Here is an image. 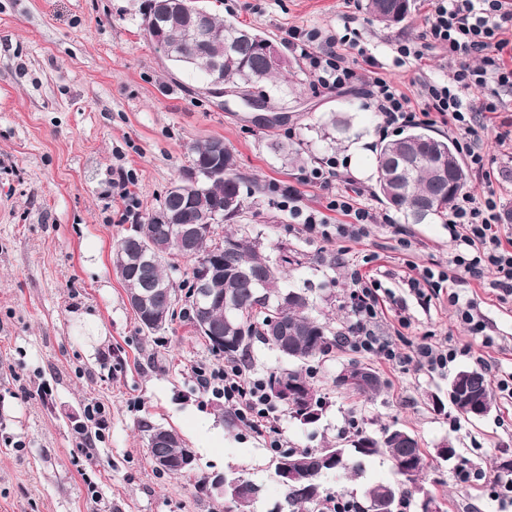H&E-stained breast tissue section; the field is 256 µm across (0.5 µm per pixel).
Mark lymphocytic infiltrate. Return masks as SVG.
I'll list each match as a JSON object with an SVG mask.
<instances>
[{"label":"lymphocytic infiltrate","instance_id":"obj_1","mask_svg":"<svg viewBox=\"0 0 512 512\" xmlns=\"http://www.w3.org/2000/svg\"><path fill=\"white\" fill-rule=\"evenodd\" d=\"M429 21L419 42L399 44L400 57L422 58L435 46L448 50L455 68L444 83H423L419 95L425 102L424 116H437L450 130L466 136L465 156L471 176L490 181V162L475 140V125L479 115L496 112L512 95V0H428ZM347 37L320 36L316 32L291 31L289 48L305 61L315 84L330 91L361 87L380 118L381 128L402 126L414 122L417 115L408 95L377 72L373 57H365V71L350 64L341 48ZM479 92L478 101L465 100V92ZM287 196L300 229L308 235L322 238L337 236L343 240L340 255H347L349 243L361 242L374 224L390 223L389 215L362 206L357 197L337 194L328 203L329 210L344 216L345 221L330 227L324 213L298 207V192L288 188ZM501 199L490 193L478 198L460 193L449 207L445 222L452 247L448 264L440 269H424L421 276L409 277L407 285L423 302H431L447 294L457 323L469 335L480 337L483 347L495 346L496 339L488 335V324L476 298L460 294L463 279L488 282L500 301L512 299V237L502 235ZM352 319L348 339L361 354L375 356L396 368H413L429 373L448 369L459 358L470 356L471 346L458 347L421 337L408 354H400L398 340L409 328L406 317H399V327L384 329L385 301L381 282L360 268L349 274ZM199 390L223 397L233 408L238 422L243 423L268 447H281V427L278 411L266 392L264 378L246 373L241 364L227 362L197 366L192 370Z\"/></svg>","mask_w":512,"mask_h":512}]
</instances>
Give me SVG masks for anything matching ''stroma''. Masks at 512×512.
I'll use <instances>...</instances> for the list:
<instances>
[{
  "instance_id": "1",
  "label": "stroma",
  "mask_w": 512,
  "mask_h": 512,
  "mask_svg": "<svg viewBox=\"0 0 512 512\" xmlns=\"http://www.w3.org/2000/svg\"><path fill=\"white\" fill-rule=\"evenodd\" d=\"M143 0H0V512H224V499L198 493L195 478L175 477L151 462L140 421L175 429L207 474L236 472L265 483L254 512H268L280 493L269 468L272 450L236 423L230 406L195 387L192 367L212 361L204 340L182 318L160 334L140 330L112 249L135 222L144 221L158 199L191 164L190 148L223 139L240 173L258 187L245 198L231 225L300 254L336 253L339 240L310 238L294 230L284 188L300 191V205L341 217L327 208L321 188L303 176L329 157L340 165L334 189H362L360 201L391 223L375 224L349 257L377 254L382 288L391 299L388 323L410 319L405 335L471 345L474 354L458 367L485 373L489 384L512 374V302L474 282L498 344L481 346L456 322L447 299L424 305L404 285L407 262L431 268L448 262V227L435 218L409 223L373 193L375 148L398 138L380 132V119L359 91H328L313 84L305 63L289 55L282 79L256 87L266 112L240 108L236 93L218 98L198 77L174 70L155 50L142 27ZM365 0H205L207 9L286 46L292 29L322 35L353 30L358 49L351 60L372 55L383 75L408 95L421 83L447 80L454 65L436 48L421 60L395 61L403 40H418L428 21V0H413L410 18L395 26L374 21ZM344 112L350 128L341 141L323 118ZM495 177L491 184L468 180L466 189L500 195L512 226V101L477 126ZM296 149L298 166L285 165L275 144ZM127 186L139 207L127 213L115 183ZM413 241L410 256L397 249V234ZM289 288H312L319 314L350 317L344 268L308 263L291 266ZM355 353L336 349L310 363V382L324 406L321 420L303 425L283 417L290 448L339 443L351 422L376 433L398 423L413 432L427 455L445 438L457 443L452 462L428 471L424 485L444 512H512V495L495 496L512 461V400L494 396L486 418L470 420L449 403V372L401 371L378 358L370 364L386 381L372 400L338 390L337 373ZM99 403L108 427L103 440L85 445L79 430L88 404ZM471 471L460 482V469ZM397 476L382 456L365 463L362 478H332L326 485L361 498L374 482Z\"/></svg>"
}]
</instances>
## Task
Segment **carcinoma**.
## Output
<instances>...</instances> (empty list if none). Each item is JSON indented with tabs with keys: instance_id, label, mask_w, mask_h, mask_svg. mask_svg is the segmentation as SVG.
Returning a JSON list of instances; mask_svg holds the SVG:
<instances>
[{
	"instance_id": "1",
	"label": "carcinoma",
	"mask_w": 512,
	"mask_h": 512,
	"mask_svg": "<svg viewBox=\"0 0 512 512\" xmlns=\"http://www.w3.org/2000/svg\"><path fill=\"white\" fill-rule=\"evenodd\" d=\"M365 10L377 22L392 26L404 22L411 8L404 7L403 0H367ZM240 26L211 16L209 34L203 41L196 40L178 27L167 31V43L175 46L173 62L191 70L193 74L208 79L212 71V61L224 57V81L236 85L255 86L271 79L275 74L288 68L287 56H282L283 62L277 68H271L259 53L255 38L259 33L249 29L247 33L239 32ZM432 136L422 130L406 134V139H395L383 143L376 150L377 181L376 195L388 206L401 211L406 218L419 224L427 219L440 218L448 212V206L453 197L457 196L466 185V173L459 170L455 183L457 189L448 193V187L442 184L435 173L437 158L431 144ZM402 144L406 149L411 164L405 176L390 178L388 157L390 151ZM192 165L186 169L180 179L189 186H194V172L205 170L211 165L210 141L197 144L191 148ZM245 177L238 172L236 159L229 150L224 152V176L220 178L207 177L203 182L204 192L194 193L195 201L187 205L176 196L165 192L158 207L167 210H184V223L197 227L196 240L191 251L192 277L187 280V289L194 288V277L198 267L204 265L215 253L221 254L223 266L220 276L224 277V296L234 299L233 310H228L221 300H213L199 306L190 302L185 303L182 316L189 322L197 317L208 320L219 335L224 337V343H218L206 336L204 340L208 349L214 355L229 362L241 361L246 356L251 345L259 341L266 342L265 333L268 321L280 317L288 323V348L279 350L287 360L298 365L296 369H283L273 372L266 380L267 391L272 401L281 404L290 417L302 421L308 417L320 418L322 401L315 398L312 403H288L284 400L280 385L284 382L305 389H311L307 372L303 366L312 361H320L328 356L333 349L347 343L346 333L332 328L314 316V300L309 289H291L282 285L285 266L300 264V261L290 258L281 246L276 247L280 256L272 255L261 235H252L240 229H227L222 240H216L221 223H209V213L225 198L241 196V187ZM152 233L167 242V252L158 258H149L143 262L135 273L128 272L120 265H114L117 275L122 280L126 291L142 288L152 281H162L170 289V295L176 296L172 273L177 266L169 262V256L178 254L175 246L177 225L157 224L152 215H147L146 221L132 225L131 233L121 237L115 244L114 250H127L139 247L143 236ZM168 295V296H170ZM168 296L162 294L154 302L158 313L164 315L163 325H151L142 317H137L141 330L156 334L165 332L174 321V305L168 301ZM383 381H377V386L362 389L353 385H337L343 392L366 399H373L380 394ZM381 435H370L363 430H357L346 444L335 448V453L342 458L340 466L327 471L321 476L319 487L310 488L305 482L281 486V497L278 502L281 512H322L324 503L331 499V494L325 485L330 476L345 474L351 478H359L365 471V462L376 456H384L391 463H396L405 456H411L415 476L403 478L398 484L372 483L365 488L364 497L370 499L389 492L399 497V505L411 499L412 492L405 489L406 485L413 487L421 484L422 475L427 469L425 453L419 449L391 448L380 441ZM306 460L308 467L318 468L321 465L322 449L304 448L289 449ZM224 501L228 503L225 512H252L253 506L263 496V481L241 475H224ZM242 480L246 483L248 492L234 495L232 485Z\"/></svg>"
}]
</instances>
